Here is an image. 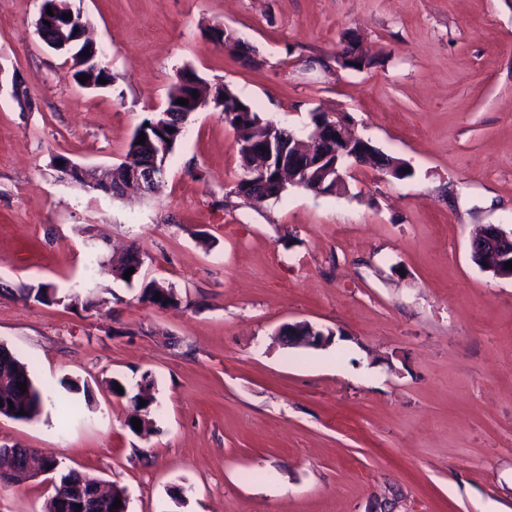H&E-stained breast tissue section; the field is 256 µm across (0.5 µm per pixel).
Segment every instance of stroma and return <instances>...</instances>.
<instances>
[{"instance_id":"obj_1","label":"stroma","mask_w":512,"mask_h":512,"mask_svg":"<svg viewBox=\"0 0 512 512\" xmlns=\"http://www.w3.org/2000/svg\"><path fill=\"white\" fill-rule=\"evenodd\" d=\"M67 3L108 88L74 83L41 42L42 0H0V344L44 399L34 420L0 416V444L112 482L128 512H512V278L470 255L479 226L512 228V0ZM222 26L254 62L212 38ZM351 35L372 66L337 64ZM183 72L300 132L312 111L347 114L410 174L355 167L338 195L224 205L242 169L209 106L158 193L61 181L58 155L124 161ZM132 245L129 284L110 258ZM152 281L177 306L143 301ZM40 284L57 302L22 297ZM301 320L331 343L282 345ZM147 372L154 431L137 435L128 394ZM66 378L89 399L65 422ZM51 493L0 485V512H43Z\"/></svg>"}]
</instances>
